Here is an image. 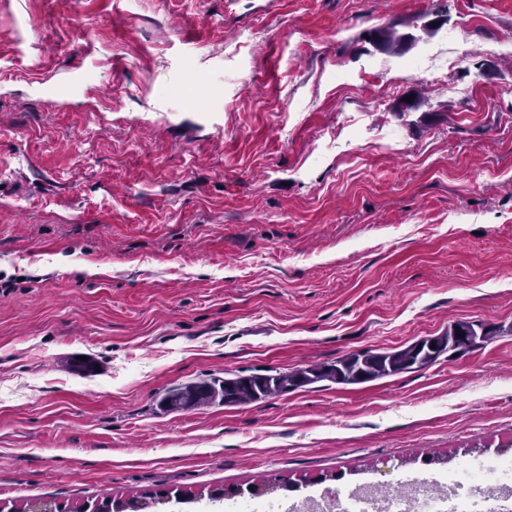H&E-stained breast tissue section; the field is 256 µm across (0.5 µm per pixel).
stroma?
Returning a JSON list of instances; mask_svg holds the SVG:
<instances>
[{"label":"stroma","mask_w":512,"mask_h":512,"mask_svg":"<svg viewBox=\"0 0 512 512\" xmlns=\"http://www.w3.org/2000/svg\"><path fill=\"white\" fill-rule=\"evenodd\" d=\"M389 24L401 53L365 38ZM505 44L512 0H0V503L229 512L211 490L289 503L512 458ZM458 322L495 336L159 406ZM475 324H455L440 336L435 348L424 343L418 347L414 342L392 351L375 352L364 350L336 361V364L313 366L290 372L274 371L275 374L252 375L248 380L241 376L233 378H210L200 382L172 387L166 390L160 405L166 410L186 407L208 406L212 404L239 405L283 394L290 386L303 387L319 381L336 384H359L378 378L422 368L438 360L448 352L460 349L477 348L481 342L493 336L490 331L479 335ZM459 332L467 336V341L459 337ZM477 340L480 343L477 344ZM232 385L234 401L224 403L228 387Z\"/></svg>","instance_id":"stroma-1"}]
</instances>
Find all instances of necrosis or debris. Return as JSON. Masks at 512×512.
Listing matches in <instances>:
<instances>
[{
  "mask_svg": "<svg viewBox=\"0 0 512 512\" xmlns=\"http://www.w3.org/2000/svg\"><path fill=\"white\" fill-rule=\"evenodd\" d=\"M317 512H512V460L492 458L437 477L412 476L381 493L315 497Z\"/></svg>",
  "mask_w": 512,
  "mask_h": 512,
  "instance_id": "necrosis-or-debris-1",
  "label": "necrosis or debris"
}]
</instances>
